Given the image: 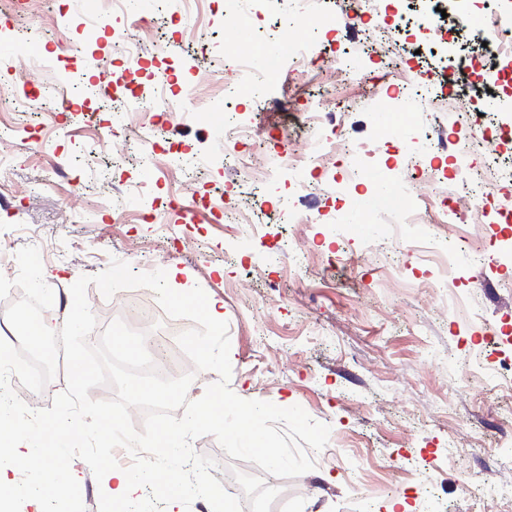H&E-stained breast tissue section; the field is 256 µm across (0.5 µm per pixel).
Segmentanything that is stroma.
Segmentation results:
<instances>
[{
	"instance_id": "stroma-1",
	"label": "stroma",
	"mask_w": 512,
	"mask_h": 512,
	"mask_svg": "<svg viewBox=\"0 0 512 512\" xmlns=\"http://www.w3.org/2000/svg\"><path fill=\"white\" fill-rule=\"evenodd\" d=\"M334 22L315 25L292 0H267L247 28L224 14V0H192L187 21L165 0H137L133 10L103 15L100 0H0V100L51 93L47 112H0V244L40 251L55 301L45 312L60 330L71 286L118 259L138 273L177 267L174 290L201 287L222 305L228 323L230 387L246 400L301 406L330 427L315 469L281 479L287 512H386L403 498L408 512H512V495L483 502L474 486H496L512 453V223L492 213L512 206V139L495 135L501 118L485 91L461 104L445 88L447 60L419 30L421 0H403L398 15L352 21L355 0H328ZM27 41L16 40L19 29ZM314 37L328 53L357 66L343 80L318 62L301 76L284 63L258 94L226 96L246 81L238 63L255 42ZM135 40V93L100 92L103 77L127 65ZM41 46L52 63L19 72L16 60ZM425 75L405 104L396 97L405 70ZM206 79L211 95L187 97ZM162 94L175 111H136L137 94ZM328 96L334 112L311 122L308 108ZM411 120L383 136L378 115ZM253 133L241 154H256L249 174L224 159L214 112ZM487 130L482 144L471 131ZM445 136L451 152L435 148ZM349 139L369 149L373 172L412 164L451 167L464 157L485 172L484 217L443 223V190L402 184L404 205L421 218L395 236L385 213L350 223L369 184L353 157L331 152ZM296 161L277 179L265 172L281 148ZM143 188L190 208L186 220H142ZM296 212L294 224L280 221ZM458 253L455 290L438 287L444 250ZM98 321L145 325L133 302L168 327L155 293L124 289L113 297L87 289Z\"/></svg>"
}]
</instances>
